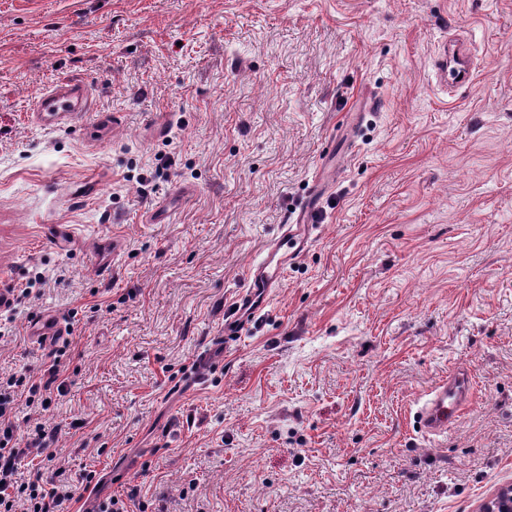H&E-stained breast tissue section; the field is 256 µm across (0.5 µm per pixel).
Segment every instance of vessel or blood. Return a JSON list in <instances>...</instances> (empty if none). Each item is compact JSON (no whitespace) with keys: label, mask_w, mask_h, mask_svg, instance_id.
<instances>
[{"label":"vessel or blood","mask_w":512,"mask_h":512,"mask_svg":"<svg viewBox=\"0 0 512 512\" xmlns=\"http://www.w3.org/2000/svg\"><path fill=\"white\" fill-rule=\"evenodd\" d=\"M435 68L449 87L458 88L467 84L474 70L471 50L463 43L456 42L453 50L440 53ZM93 104L85 83L64 81L44 91L33 103V115L45 126L64 125L78 116L91 111ZM315 202H308L306 209L314 211ZM307 216L283 227L280 237L272 241L262 258L249 268L245 291L238 296V315L225 322L224 333L228 336L243 335L252 317L265 305L273 288L277 286L288 268L289 256L303 250L309 239L310 219ZM123 244L120 239L104 238L93 249V266L100 276H107L115 258L120 255ZM60 333L57 318L44 314L31 324V334L42 342L53 341ZM470 393V377L455 373L448 380L432 389L418 410V424L421 432L428 436L447 434L449 427L458 417Z\"/></svg>","instance_id":"1"}]
</instances>
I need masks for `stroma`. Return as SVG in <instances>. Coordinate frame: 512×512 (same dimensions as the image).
Wrapping results in <instances>:
<instances>
[{"instance_id": "obj_1", "label": "stroma", "mask_w": 512, "mask_h": 512, "mask_svg": "<svg viewBox=\"0 0 512 512\" xmlns=\"http://www.w3.org/2000/svg\"><path fill=\"white\" fill-rule=\"evenodd\" d=\"M455 36L477 69L452 91ZM64 80L94 111L36 124ZM315 196L266 306L211 345ZM2 285L0 374L66 382L18 434L107 476L68 512L133 485L146 512H479L512 486V0H0ZM46 311L63 356L30 334ZM461 369L472 399L428 438L414 414ZM451 42L456 48L448 51V44L445 43L434 66L449 88H458L470 81L474 60L471 50L463 42L458 39ZM122 241L116 237L104 238L96 243L93 249V266L99 276H108L115 258L122 251Z\"/></svg>"}]
</instances>
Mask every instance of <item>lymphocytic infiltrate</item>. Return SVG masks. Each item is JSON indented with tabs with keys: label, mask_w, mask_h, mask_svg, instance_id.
Masks as SVG:
<instances>
[{
	"label": "lymphocytic infiltrate",
	"mask_w": 512,
	"mask_h": 512,
	"mask_svg": "<svg viewBox=\"0 0 512 512\" xmlns=\"http://www.w3.org/2000/svg\"><path fill=\"white\" fill-rule=\"evenodd\" d=\"M60 376L58 365H51L45 382L28 383L26 377L0 376V512H65L67 502L73 500L77 489H90L96 478L89 471L79 476L78 485L64 484L43 478L42 474L25 477L23 468L31 454L49 450L56 441V429L36 426L25 437H18L15 418L19 390L29 396H40L42 408H49L52 384Z\"/></svg>",
	"instance_id": "lymphocytic-infiltrate-1"
}]
</instances>
